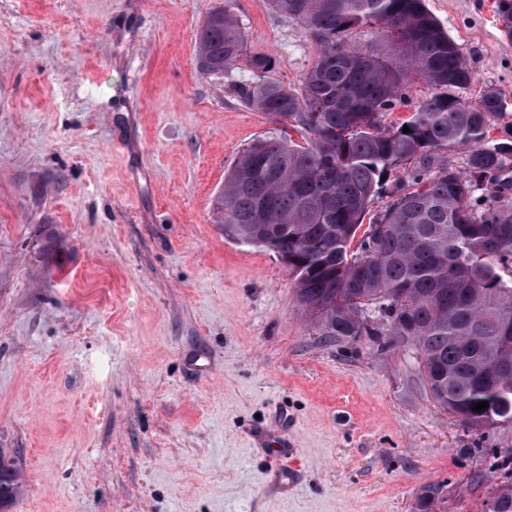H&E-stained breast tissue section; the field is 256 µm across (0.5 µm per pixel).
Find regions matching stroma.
I'll list each match as a JSON object with an SVG mask.
<instances>
[{"instance_id":"35a3bbf8","label":"stroma","mask_w":512,"mask_h":512,"mask_svg":"<svg viewBox=\"0 0 512 512\" xmlns=\"http://www.w3.org/2000/svg\"><path fill=\"white\" fill-rule=\"evenodd\" d=\"M222 0H0V454L9 512H487L512 423L437 409L416 348L325 340L271 251L212 200L283 123L245 63L197 72ZM495 0H426L512 128ZM247 53L295 87L317 42L235 0ZM276 435L292 450L273 456ZM15 484L10 464L3 461L0 456V511H8L15 496Z\"/></svg>"}]
</instances>
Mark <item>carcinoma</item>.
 Returning a JSON list of instances; mask_svg holds the SVG:
<instances>
[{
	"mask_svg": "<svg viewBox=\"0 0 512 512\" xmlns=\"http://www.w3.org/2000/svg\"><path fill=\"white\" fill-rule=\"evenodd\" d=\"M235 0L213 10L197 36L203 76L242 58L247 34ZM320 47L300 87L262 81L241 102L288 118L300 138L257 139L224 173L213 199L224 235L288 258L296 298L321 335L359 341L406 336L431 401L474 430L512 422V140L491 141L505 110L474 74L425 0H270ZM512 40V0H497ZM377 25L384 52L354 42ZM264 75L273 56L248 57ZM431 94L410 116L384 123L412 82ZM410 132H403L404 128ZM466 152V167L442 153ZM397 174L386 206L350 250L384 175ZM487 401L476 412L474 404ZM15 496L0 458V512Z\"/></svg>",
	"mask_w": 512,
	"mask_h": 512,
	"instance_id": "cac0c4a2",
	"label": "carcinoma"
}]
</instances>
